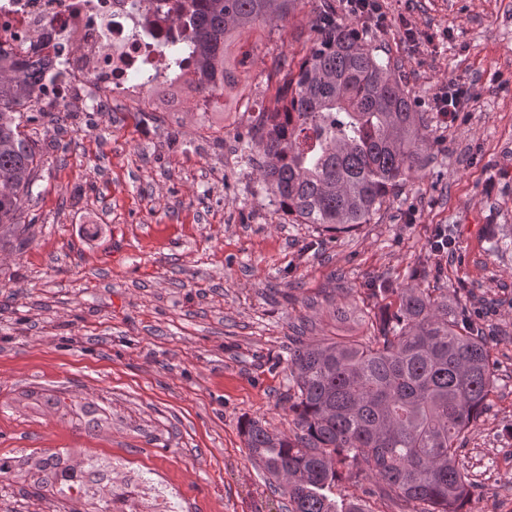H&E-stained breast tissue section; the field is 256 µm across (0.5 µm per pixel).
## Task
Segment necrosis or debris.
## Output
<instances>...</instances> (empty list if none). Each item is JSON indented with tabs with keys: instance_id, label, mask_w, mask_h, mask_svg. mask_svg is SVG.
Segmentation results:
<instances>
[{
	"instance_id": "obj_1",
	"label": "necrosis or debris",
	"mask_w": 512,
	"mask_h": 512,
	"mask_svg": "<svg viewBox=\"0 0 512 512\" xmlns=\"http://www.w3.org/2000/svg\"><path fill=\"white\" fill-rule=\"evenodd\" d=\"M178 0H0V46L14 58L44 63L39 112H151L154 90L184 92L180 109L206 112L195 67L172 68L164 45L183 41L189 22L172 23ZM100 466L122 476L127 502L113 512H171L178 489L160 473L115 454Z\"/></svg>"
}]
</instances>
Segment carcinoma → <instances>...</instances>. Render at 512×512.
Here are the masks:
<instances>
[{"instance_id": "1", "label": "carcinoma", "mask_w": 512, "mask_h": 512, "mask_svg": "<svg viewBox=\"0 0 512 512\" xmlns=\"http://www.w3.org/2000/svg\"><path fill=\"white\" fill-rule=\"evenodd\" d=\"M300 0H190V40L169 50V62L193 61L215 100L247 88L251 51L230 56L243 35L272 27ZM326 2L316 17L309 53L296 77L279 92L281 112L236 136L241 156H262L263 189L299 224L333 234L369 224L390 194L425 165L433 142L422 116L396 76L397 62L381 59L359 33L336 23ZM41 67L0 54V243H11L22 215V195L36 180L40 159L25 124L38 116L18 111L35 103ZM413 272L394 296L389 320L360 341L312 344L295 340L289 352L288 389L295 390L297 433H275L263 421L242 426L253 460L282 490L288 512H367L354 497L336 500L343 471L386 484L418 512H463L475 484L459 466L464 434L495 393L487 339L468 307L444 291L435 295ZM98 409L66 408L71 425L88 435ZM34 463V493L81 512L98 497L112 512V486L91 458L71 462L68 449L41 448L36 459L0 454V478Z\"/></svg>"}]
</instances>
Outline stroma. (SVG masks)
Masks as SVG:
<instances>
[{
    "instance_id": "obj_1",
    "label": "stroma",
    "mask_w": 512,
    "mask_h": 512,
    "mask_svg": "<svg viewBox=\"0 0 512 512\" xmlns=\"http://www.w3.org/2000/svg\"><path fill=\"white\" fill-rule=\"evenodd\" d=\"M390 22L362 27L399 76L438 145L371 223L336 236L294 223L255 166L200 145L197 128L233 139V110L141 123L122 112H48L28 127L40 178L23 199V246L0 251V453L37 448L118 452L164 473L176 512H287L250 458L249 418L292 433V328L323 343L368 335L426 258L438 228L456 249L430 270L485 327L497 389L460 458L477 488L463 512H512V250L490 224L512 226V0H379ZM323 0H301L274 29L249 35L250 84L277 64L283 85L308 52ZM416 27L408 43L396 20ZM469 96L456 120L434 108L449 85ZM94 402L107 424L75 431L34 409L27 392ZM380 482L344 478L340 495L368 512H411Z\"/></svg>"
}]
</instances>
